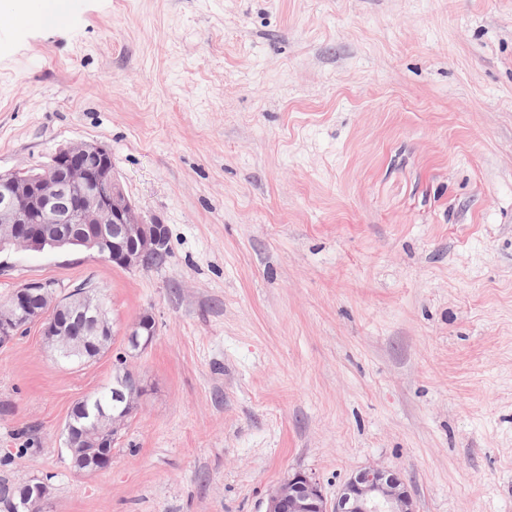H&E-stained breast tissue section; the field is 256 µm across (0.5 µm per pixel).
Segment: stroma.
I'll list each match as a JSON object with an SVG mask.
<instances>
[{
    "label": "stroma",
    "mask_w": 512,
    "mask_h": 512,
    "mask_svg": "<svg viewBox=\"0 0 512 512\" xmlns=\"http://www.w3.org/2000/svg\"><path fill=\"white\" fill-rule=\"evenodd\" d=\"M0 26V171L105 145L169 234L122 269L0 251L100 290L114 339L79 364L40 325L0 346V456L44 512H265L294 472L335 495L367 463L417 512H512V0H71ZM146 388L105 470L72 406L127 325ZM67 0H39V9L35 16L41 25L57 26L69 18ZM154 319L148 314L144 313L139 316L137 319L133 320L125 330V349L128 352V348L138 349L140 347V341L138 336H154L153 331L149 328L153 325ZM148 326V334L142 335L141 330L143 328L147 329ZM129 353V352H128Z\"/></svg>",
    "instance_id": "1"
}]
</instances>
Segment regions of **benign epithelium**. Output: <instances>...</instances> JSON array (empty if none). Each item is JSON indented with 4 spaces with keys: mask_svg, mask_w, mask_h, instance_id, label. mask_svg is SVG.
<instances>
[{
    "mask_svg": "<svg viewBox=\"0 0 512 512\" xmlns=\"http://www.w3.org/2000/svg\"><path fill=\"white\" fill-rule=\"evenodd\" d=\"M81 239L98 247V253L123 269L144 268L162 262L168 252L166 227L147 218L123 191L114 175L110 151L97 143L80 142L59 149L39 174L0 171V244L34 250ZM69 312L92 326L90 335L111 333L102 296L81 285L57 297L53 284L31 281L0 304V344L20 335L31 324L58 353L66 354L73 337L63 314ZM154 323L144 313L125 330V348H147L140 343L141 330ZM145 395L140 376L126 368V380L112 387L106 399L89 411L74 407L63 435L72 448L74 431L96 427L105 410H113L112 438H119L127 413L139 409ZM25 497L43 504L49 494L46 483L33 476L23 482ZM266 512H416L407 484L397 471L377 464L353 470L336 498L328 500L321 483L311 474L296 471L274 488Z\"/></svg>",
    "mask_w": 512,
    "mask_h": 512,
    "instance_id": "benign-epithelium-1",
    "label": "benign epithelium"
}]
</instances>
